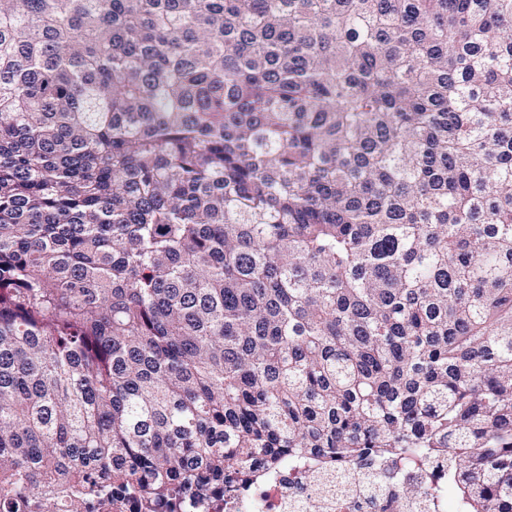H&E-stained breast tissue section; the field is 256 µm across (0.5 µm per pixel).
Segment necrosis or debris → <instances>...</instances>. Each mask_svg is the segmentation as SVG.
<instances>
[{
    "label": "necrosis or debris",
    "instance_id": "obj_1",
    "mask_svg": "<svg viewBox=\"0 0 512 512\" xmlns=\"http://www.w3.org/2000/svg\"><path fill=\"white\" fill-rule=\"evenodd\" d=\"M317 462L258 470L234 492H217L202 512H390V500L368 489L367 474L356 468L339 473L340 491L328 490Z\"/></svg>",
    "mask_w": 512,
    "mask_h": 512
}]
</instances>
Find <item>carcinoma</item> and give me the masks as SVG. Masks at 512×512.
<instances>
[{
  "mask_svg": "<svg viewBox=\"0 0 512 512\" xmlns=\"http://www.w3.org/2000/svg\"><path fill=\"white\" fill-rule=\"evenodd\" d=\"M310 456L512 512V0H0V512Z\"/></svg>",
  "mask_w": 512,
  "mask_h": 512,
  "instance_id": "obj_1",
  "label": "carcinoma"
}]
</instances>
